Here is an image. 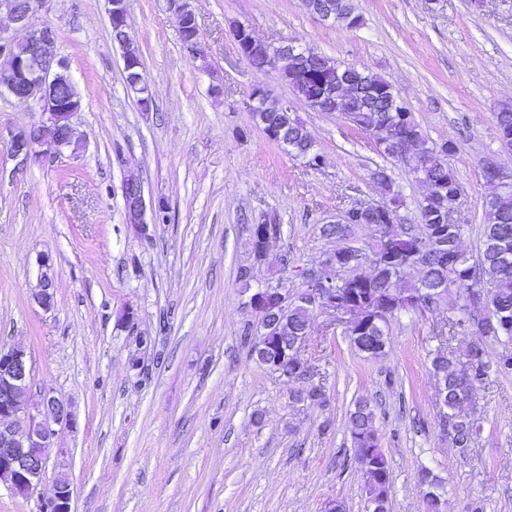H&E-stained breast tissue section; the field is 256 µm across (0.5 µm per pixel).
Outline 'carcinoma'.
Wrapping results in <instances>:
<instances>
[{"label": "carcinoma", "instance_id": "cac0c4a2", "mask_svg": "<svg viewBox=\"0 0 512 512\" xmlns=\"http://www.w3.org/2000/svg\"><path fill=\"white\" fill-rule=\"evenodd\" d=\"M305 6L348 28L359 22L351 0H305ZM278 67L294 92L310 107L320 112H351L356 128L378 133L392 146L401 141L408 144L406 161L413 163L414 173L426 187V195L418 202L417 218L426 231L444 224L448 228V248L459 249L461 225L443 223L448 204L460 189L447 162L452 146L429 143L419 124L397 101L390 84L369 69L337 63L316 52L282 55ZM254 119L264 132L278 130V135L272 139L274 144L310 167L319 166L321 155L314 151V142L298 117L290 112L271 111L258 112ZM494 123L500 140L512 146V111L494 113ZM484 221L482 247L475 264L464 257L458 265L451 266L437 248L425 250L413 259L420 277L406 288L399 284L408 268L399 264H373L369 274L360 272L339 277L336 287L341 290V298L367 310L366 318L347 330L353 347L368 358L376 356L377 350L389 343V325L395 316L402 311H423L438 305L442 298L435 293L437 288L455 290L456 300H464L463 309L470 308L475 305L472 290L483 279L491 285L487 299L496 317L479 320L477 331L496 341L503 337L512 341V189L490 184V193L484 200ZM354 224L377 227L381 235L392 237L402 253L415 247L412 226L395 223L385 212H354L347 222L326 224L321 232L326 237L339 239L345 237ZM314 311V307L299 300L288 303L282 313L288 338L308 335ZM472 356L475 375L468 382L461 381L447 354L439 352L432 361L434 373L448 392L444 425L454 446L463 450L471 446L479 430L475 421L462 414L463 401L474 384L483 382L490 371L512 373V362L499 357L493 363L485 362L477 348ZM295 398L316 406L327 402L325 390L314 384L302 387ZM375 420L373 401L360 398L348 414V428L357 448L356 460L370 473L366 487L367 508L369 512H389L391 470L381 449ZM419 480L433 489V495L425 502V512H442L438 492L441 480L428 471L420 472Z\"/></svg>", "mask_w": 512, "mask_h": 512}]
</instances>
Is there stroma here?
<instances>
[{
  "label": "stroma",
  "mask_w": 512,
  "mask_h": 512,
  "mask_svg": "<svg viewBox=\"0 0 512 512\" xmlns=\"http://www.w3.org/2000/svg\"><path fill=\"white\" fill-rule=\"evenodd\" d=\"M353 4L361 23L347 28L302 0H195L204 71L168 0H127L155 99L149 113L126 90L105 0H53L41 14L83 98L73 117L83 146L52 166L22 164L0 138V347L29 349L31 401L50 390L72 405L75 424L55 445L67 452L74 512H323L331 500L366 512L347 428L361 396L376 404L391 512H424L423 467L443 480L446 512H512V374H490L463 404L479 426L470 448H455L441 424L436 352L464 369L471 349L487 361L505 351L473 330L452 334L458 305L402 313L375 359L352 347L342 315L316 311L298 378L257 365L245 341L258 316L244 305L240 269L299 292L297 269L318 270L340 244L372 255L376 227L351 226L342 240L320 228L382 200L378 170L401 196L398 223L413 224L426 188L369 133L295 101L279 69H254L233 24L377 72L430 141L452 144L461 188L452 220L468 259L481 245L483 170L512 168L493 122L512 106V0ZM258 84L292 102L320 167L261 132L244 107ZM130 170L173 215L144 236L124 220ZM261 219L280 231L258 262L252 226ZM41 253L53 262L48 310L34 299ZM310 384L324 387L326 407L294 399Z\"/></svg>",
  "instance_id": "stroma-1"
}]
</instances>
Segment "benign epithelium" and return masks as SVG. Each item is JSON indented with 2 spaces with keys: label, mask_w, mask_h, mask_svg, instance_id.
Instances as JSON below:
<instances>
[{
  "label": "benign epithelium",
  "mask_w": 512,
  "mask_h": 512,
  "mask_svg": "<svg viewBox=\"0 0 512 512\" xmlns=\"http://www.w3.org/2000/svg\"><path fill=\"white\" fill-rule=\"evenodd\" d=\"M52 0H0V19L5 17L12 28L0 26V56L10 57L19 45L28 48V54L14 69L0 70V95L9 94L16 102L39 114L38 121L19 132H8L11 156L21 161L50 165L58 161L71 146L76 144V132L70 123L72 114L81 110L79 101L62 102L56 90L62 73L68 71L66 61L55 51L57 32L47 23L37 22V15L48 12ZM106 11L116 33L113 42L123 51L125 85L138 94L139 108L148 112L154 105L153 96L144 76L140 53H130L132 39L125 0H105ZM170 7L180 19V27L193 28L189 51L195 52L200 41L196 15L181 0H170ZM265 52L269 64L288 52L302 49L297 41L273 44L254 36L245 29L239 45L241 55L254 50ZM271 97L262 85H257L245 102L249 112H256ZM487 181L509 185L512 173L497 164L484 169ZM122 199L125 223L136 233H146L147 226L157 222L155 204L146 199L143 182L138 174L129 172L122 182ZM40 270L38 303L48 309L54 302L53 280L50 276V259L37 257ZM308 300L323 311L339 312L345 324L352 326L364 317L356 304L342 301L336 293V268L322 263L319 270L305 275ZM296 298L283 286L264 285L256 288L247 306L261 314L258 336H276L282 333L280 309ZM32 357L22 345L0 348V487L16 496L33 495L46 474V464L56 433L55 427L72 422L70 406L48 390L42 400L28 403L32 380ZM58 472L53 477L52 496L41 501L38 512H71L73 490L66 473L68 464L57 463Z\"/></svg>",
  "instance_id": "obj_1"
}]
</instances>
